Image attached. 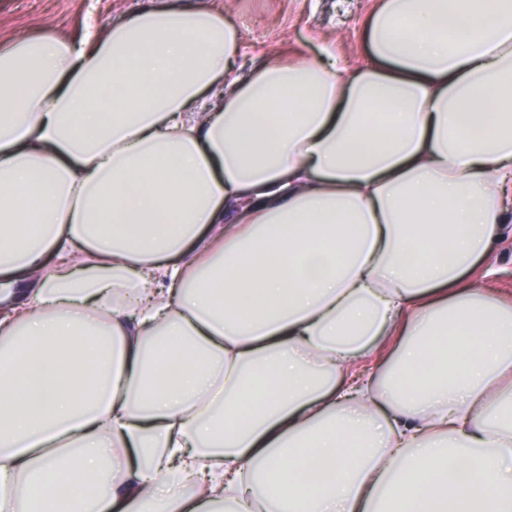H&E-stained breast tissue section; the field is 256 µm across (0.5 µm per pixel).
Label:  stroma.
Instances as JSON below:
<instances>
[{"instance_id": "obj_1", "label": "stroma", "mask_w": 512, "mask_h": 512, "mask_svg": "<svg viewBox=\"0 0 512 512\" xmlns=\"http://www.w3.org/2000/svg\"><path fill=\"white\" fill-rule=\"evenodd\" d=\"M150 0H0V41L44 30L71 38L83 32L86 17L98 24L125 16ZM235 24L244 51L237 67L241 78L271 60L291 63L316 58L322 49L335 55L339 66L353 70L369 54L367 23L376 0H210ZM494 267L495 279L484 277ZM468 280L512 301V223L487 264L477 265Z\"/></svg>"}]
</instances>
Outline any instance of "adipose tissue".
I'll return each instance as SVG.
<instances>
[{
  "mask_svg": "<svg viewBox=\"0 0 512 512\" xmlns=\"http://www.w3.org/2000/svg\"><path fill=\"white\" fill-rule=\"evenodd\" d=\"M367 34L247 81L205 2L0 43V512H512V304L466 281L512 0Z\"/></svg>",
  "mask_w": 512,
  "mask_h": 512,
  "instance_id": "obj_1",
  "label": "adipose tissue"
}]
</instances>
